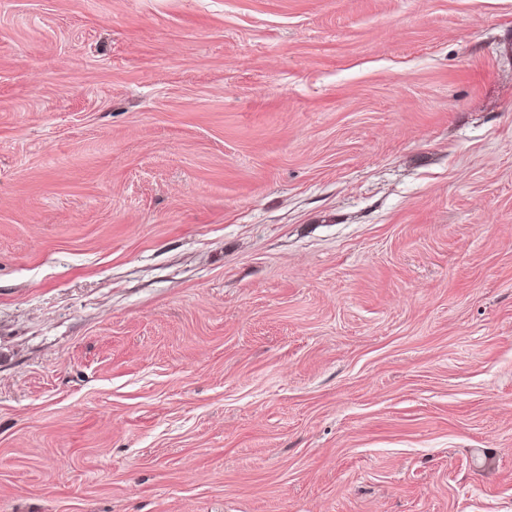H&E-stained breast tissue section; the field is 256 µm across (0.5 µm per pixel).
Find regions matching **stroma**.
<instances>
[{
	"label": "stroma",
	"mask_w": 512,
	"mask_h": 512,
	"mask_svg": "<svg viewBox=\"0 0 512 512\" xmlns=\"http://www.w3.org/2000/svg\"><path fill=\"white\" fill-rule=\"evenodd\" d=\"M0 512H512V0H0Z\"/></svg>",
	"instance_id": "35a3bbf8"
}]
</instances>
